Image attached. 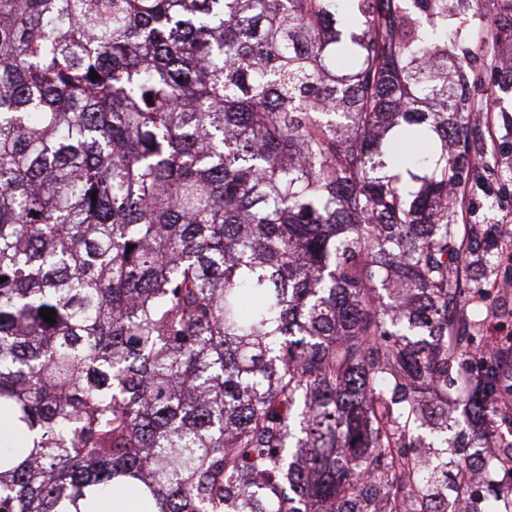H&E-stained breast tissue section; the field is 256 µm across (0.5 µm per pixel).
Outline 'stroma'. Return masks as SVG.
<instances>
[{
	"instance_id": "1",
	"label": "stroma",
	"mask_w": 512,
	"mask_h": 512,
	"mask_svg": "<svg viewBox=\"0 0 512 512\" xmlns=\"http://www.w3.org/2000/svg\"><path fill=\"white\" fill-rule=\"evenodd\" d=\"M448 21L460 29L464 47L479 51L481 57L470 76L469 142L479 151L486 144L497 145L478 173L463 178L466 196L452 204L451 215L457 224L483 229L512 223V99L502 97L495 82L500 58L491 48L483 47L486 33L477 30L470 16L452 12ZM488 251L483 238L471 239L468 257L461 263L453 285L465 289L467 295H483L484 307L498 309L500 322L511 325L512 264L501 259L487 261Z\"/></svg>"
}]
</instances>
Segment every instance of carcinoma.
Masks as SVG:
<instances>
[{
    "instance_id": "1",
    "label": "carcinoma",
    "mask_w": 512,
    "mask_h": 512,
    "mask_svg": "<svg viewBox=\"0 0 512 512\" xmlns=\"http://www.w3.org/2000/svg\"><path fill=\"white\" fill-rule=\"evenodd\" d=\"M457 47L448 0H0V512H434L512 469L448 442L451 391L512 427L451 287Z\"/></svg>"
}]
</instances>
